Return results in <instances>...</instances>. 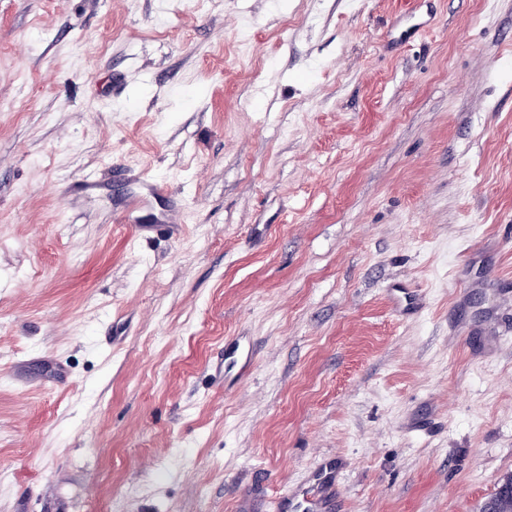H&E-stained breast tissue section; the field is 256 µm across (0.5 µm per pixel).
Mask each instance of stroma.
<instances>
[{
	"label": "stroma",
	"mask_w": 512,
	"mask_h": 512,
	"mask_svg": "<svg viewBox=\"0 0 512 512\" xmlns=\"http://www.w3.org/2000/svg\"><path fill=\"white\" fill-rule=\"evenodd\" d=\"M501 287L512 0H0V512H479ZM336 470L327 467L314 479L315 489L302 499L293 497L280 500L279 510L291 512H325L333 506V489L336 484Z\"/></svg>",
	"instance_id": "1"
}]
</instances>
